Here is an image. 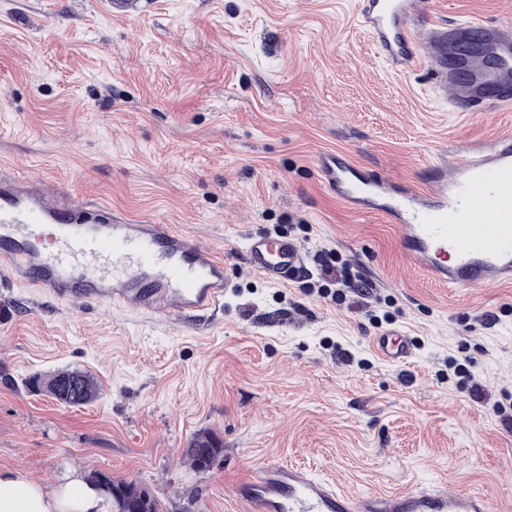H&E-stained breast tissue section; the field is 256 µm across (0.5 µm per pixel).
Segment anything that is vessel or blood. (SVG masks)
Listing matches in <instances>:
<instances>
[{"label":"vessel or blood","mask_w":512,"mask_h":512,"mask_svg":"<svg viewBox=\"0 0 512 512\" xmlns=\"http://www.w3.org/2000/svg\"><path fill=\"white\" fill-rule=\"evenodd\" d=\"M429 0H360L359 22L395 72L429 64L437 86L454 90L461 112L512 105V31L480 19L460 27L426 20ZM479 36L498 57L488 71L473 65L463 83L448 68L446 51L458 32ZM329 188L361 212L377 209L398 224L409 259L454 290L512 282V134L466 149L452 168L440 167L422 189L384 176L366 177L335 157L321 160ZM249 267L285 281L304 266L294 240L252 235ZM0 262L9 280L38 288L73 306L109 302L127 312L187 321L216 312L230 279L214 247L201 245L167 222L131 220L105 205L87 208L54 194L36 176L0 177ZM376 353L402 362L407 336L390 330L375 337ZM237 495L244 512H490L485 496L445 490L393 496L338 490L301 467L266 464Z\"/></svg>","instance_id":"b4317fda"}]
</instances>
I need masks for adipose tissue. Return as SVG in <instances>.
I'll return each mask as SVG.
<instances>
[{"label": "adipose tissue", "instance_id": "adipose-tissue-1", "mask_svg": "<svg viewBox=\"0 0 512 512\" xmlns=\"http://www.w3.org/2000/svg\"><path fill=\"white\" fill-rule=\"evenodd\" d=\"M100 496L83 482L48 488L21 471L0 472V512H102Z\"/></svg>", "mask_w": 512, "mask_h": 512}]
</instances>
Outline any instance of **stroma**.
Returning a JSON list of instances; mask_svg holds the SVG:
<instances>
[{
  "label": "stroma",
  "mask_w": 512,
  "mask_h": 512,
  "mask_svg": "<svg viewBox=\"0 0 512 512\" xmlns=\"http://www.w3.org/2000/svg\"><path fill=\"white\" fill-rule=\"evenodd\" d=\"M0 0V171L88 206L154 215L223 250L231 286L203 324L105 306L80 312L0 281V471L51 487L97 470L163 512H243L262 463L350 494L447 488L512 512V286L448 291L410 264L378 210L353 213L318 167L430 184L436 161L512 133V107L456 112L420 66L388 68L358 0ZM512 24V0H433L429 21ZM280 234L307 273L275 283L244 257ZM347 261L361 303L322 278ZM402 330L406 361L374 336ZM465 365L474 396L448 366ZM80 370L68 407L30 376ZM211 432L222 451L194 469ZM220 443L211 435L203 434L198 436L188 448V456L191 464L196 469L209 467L214 461L215 457L219 454ZM197 448H204L208 451L207 458L197 452Z\"/></svg>",
  "instance_id": "obj_1"
}]
</instances>
